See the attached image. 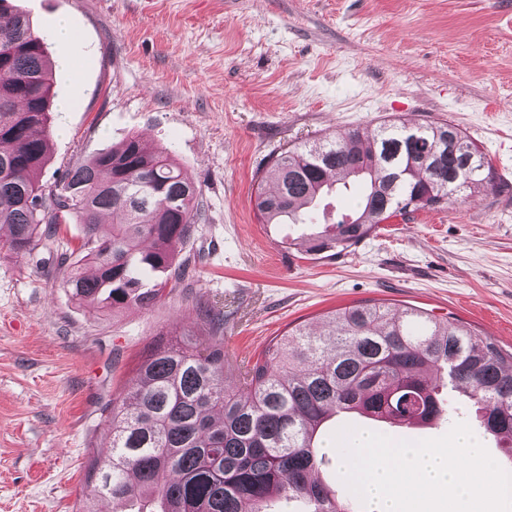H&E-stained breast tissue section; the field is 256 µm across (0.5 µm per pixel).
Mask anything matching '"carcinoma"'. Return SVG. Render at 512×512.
Here are the masks:
<instances>
[{"mask_svg": "<svg viewBox=\"0 0 512 512\" xmlns=\"http://www.w3.org/2000/svg\"><path fill=\"white\" fill-rule=\"evenodd\" d=\"M0 23V226L24 254L62 224L83 225L71 299L120 312L147 309L181 279L200 188L164 149L138 135L90 156L52 186L53 65L46 39L20 11ZM362 187L351 214L324 221L307 251L359 244L397 215L440 209L497 187L480 148L451 122L325 136L272 158L254 200L263 224H313L321 201ZM110 215L112 229L102 230ZM224 317L197 322L180 347L157 344L137 366L130 399L113 403L109 464L88 458L80 512L108 496L153 512H349L356 499L312 478L319 432L346 412L402 425L456 420L469 406L512 472V352L455 320L376 300L334 309L316 332L297 325L244 366L238 396L225 381Z\"/></svg>", "mask_w": 512, "mask_h": 512, "instance_id": "obj_1", "label": "carcinoma"}]
</instances>
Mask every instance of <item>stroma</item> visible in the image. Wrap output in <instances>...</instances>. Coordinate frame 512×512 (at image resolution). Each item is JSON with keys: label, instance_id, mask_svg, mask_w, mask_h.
Masks as SVG:
<instances>
[{"label": "stroma", "instance_id": "35a3bbf8", "mask_svg": "<svg viewBox=\"0 0 512 512\" xmlns=\"http://www.w3.org/2000/svg\"><path fill=\"white\" fill-rule=\"evenodd\" d=\"M48 35L56 70L40 180L131 134L166 148L200 188L189 264L152 308L74 302L61 225L0 252V512H78L112 402L158 340L199 307L224 313L233 365L327 312L377 300L453 317L512 350V0H12ZM456 124L497 191L396 216L343 252H308L309 224H262L252 197L271 156L385 120Z\"/></svg>", "mask_w": 512, "mask_h": 512}]
</instances>
